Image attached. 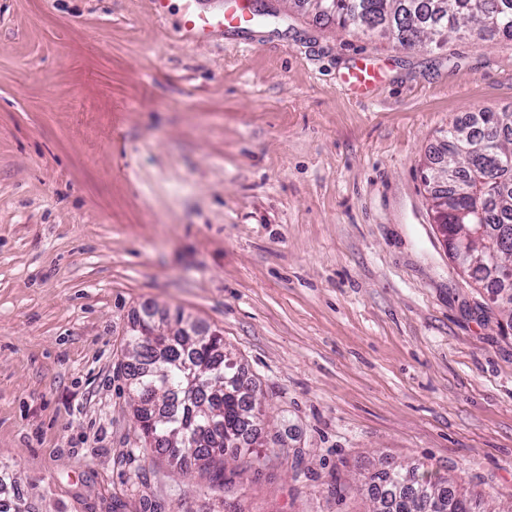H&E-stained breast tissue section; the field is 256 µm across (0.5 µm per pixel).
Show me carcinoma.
Listing matches in <instances>:
<instances>
[{
    "label": "carcinoma",
    "instance_id": "carcinoma-1",
    "mask_svg": "<svg viewBox=\"0 0 512 512\" xmlns=\"http://www.w3.org/2000/svg\"><path fill=\"white\" fill-rule=\"evenodd\" d=\"M316 15L336 21L344 31L365 35L379 30L403 47H428L441 38L469 32L471 23L483 39L512 40V0H323ZM478 150L468 151L466 147ZM448 164L457 176L433 180L422 171L437 201L436 223L453 236L462 224L479 221V245L512 264V124L508 116L482 111L448 129ZM493 295L512 293L487 265L464 269ZM183 315L157 320L147 313L127 339L129 374L143 398L133 415L142 451L175 457L190 454L210 486L224 485V452L235 447L260 461L243 433L254 427L253 400L241 383L242 367L224 354L217 334L191 336L181 328ZM372 512H481L477 501L447 478L419 467L383 469L366 479Z\"/></svg>",
    "mask_w": 512,
    "mask_h": 512
}]
</instances>
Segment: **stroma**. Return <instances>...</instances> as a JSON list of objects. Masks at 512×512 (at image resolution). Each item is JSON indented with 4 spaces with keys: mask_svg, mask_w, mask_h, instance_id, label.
<instances>
[{
    "mask_svg": "<svg viewBox=\"0 0 512 512\" xmlns=\"http://www.w3.org/2000/svg\"><path fill=\"white\" fill-rule=\"evenodd\" d=\"M183 38L182 0H0V469L28 512H371L424 465L512 512V327L449 259L422 172L512 111V41L408 49L293 0ZM379 74L368 98L342 76ZM224 337L261 465L139 454L145 311Z\"/></svg>",
    "mask_w": 512,
    "mask_h": 512,
    "instance_id": "35a3bbf8",
    "label": "stroma"
}]
</instances>
